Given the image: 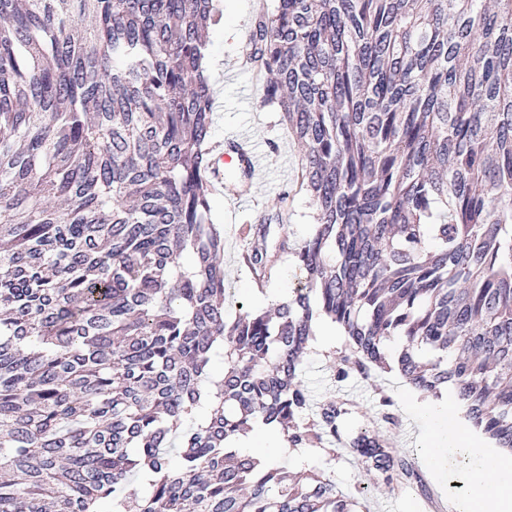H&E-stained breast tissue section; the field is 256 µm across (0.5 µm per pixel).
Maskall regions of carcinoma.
I'll return each instance as SVG.
<instances>
[{
	"label": "carcinoma",
	"mask_w": 512,
	"mask_h": 512,
	"mask_svg": "<svg viewBox=\"0 0 512 512\" xmlns=\"http://www.w3.org/2000/svg\"><path fill=\"white\" fill-rule=\"evenodd\" d=\"M220 20L0 0V512H352L324 474L289 485L232 447L256 426L415 475L377 423L336 433L347 401H312L322 321L335 381L394 365L512 450V0L257 3L247 51L300 163L242 258L262 287L288 255L297 286L233 319L209 218ZM292 208L294 215L289 226L291 238L295 241H301L310 234L311 224H313L312 206L307 197L299 194L294 197ZM337 333L336 327L332 324L322 325L318 334V346L320 348L330 346L335 343V339L338 337L337 343L328 349H319L313 345L304 358L302 378L311 391L313 402H319L325 399L333 394L335 390L337 393L338 389L333 385L330 376V366L332 362H330L329 358L326 356V351L333 347H336L337 350L345 343V336H342L341 332L339 333L341 335L338 336Z\"/></svg>",
	"instance_id": "carcinoma-1"
}]
</instances>
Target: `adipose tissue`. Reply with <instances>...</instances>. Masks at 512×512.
I'll list each match as a JSON object with an SVG mask.
<instances>
[{"mask_svg": "<svg viewBox=\"0 0 512 512\" xmlns=\"http://www.w3.org/2000/svg\"><path fill=\"white\" fill-rule=\"evenodd\" d=\"M411 408L421 423L425 459L438 473L448 469V448L456 446L478 459L471 490L456 502L454 512H512V452L487 445L448 399L412 397Z\"/></svg>", "mask_w": 512, "mask_h": 512, "instance_id": "ef3b65f1", "label": "adipose tissue"}]
</instances>
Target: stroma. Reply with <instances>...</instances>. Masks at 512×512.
<instances>
[{"instance_id": "35a3bbf8", "label": "stroma", "mask_w": 512, "mask_h": 512, "mask_svg": "<svg viewBox=\"0 0 512 512\" xmlns=\"http://www.w3.org/2000/svg\"><path fill=\"white\" fill-rule=\"evenodd\" d=\"M255 0H218L224 13L222 22L210 34L209 58L210 75L215 90L214 143L238 131H248L254 140L268 153L262 175L252 182L251 196L259 201L258 208L235 210L225 199L223 191L216 190L210 196L211 218L224 230V280L226 286L225 309L235 314L238 301L248 299L262 303L264 298L281 300L295 287V271L288 261H281L265 287L264 294H256L250 274L243 268L239 255L243 242L239 227L253 221L258 210H266L272 199L284 188V181L294 178L299 152L289 137L278 111L262 105L260 91L251 73H240L234 79H226L225 72L232 67L243 50L241 35L253 25ZM331 362L325 350L311 348L302 366V378L308 386L313 401H321L334 393L331 381ZM401 378L394 373L371 370L369 377L353 378L343 393L353 410V424H366L376 419L380 410L381 396L390 397V413L399 420L398 427H380L379 433L389 446L399 449L418 468L424 481L420 484L404 482L385 483L373 474L362 470L345 451L336 456L321 452L301 451L294 453L290 448H279L276 459L286 467L289 474L324 472L344 493L357 494L360 488H367L368 494L362 500L361 512H421L424 498L436 497L443 506V512H452L451 502L468 493L466 473L475 465L473 456H460L457 449H449L451 465L446 478L436 477L428 468L420 442L421 426L409 409V402L400 396ZM299 456V465H291L292 456Z\"/></svg>"}]
</instances>
